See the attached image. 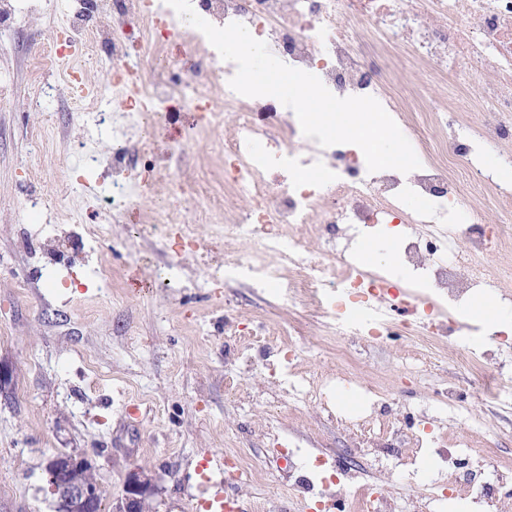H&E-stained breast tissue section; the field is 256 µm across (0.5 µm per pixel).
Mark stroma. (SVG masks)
I'll return each instance as SVG.
<instances>
[{"label": "stroma", "mask_w": 512, "mask_h": 512, "mask_svg": "<svg viewBox=\"0 0 512 512\" xmlns=\"http://www.w3.org/2000/svg\"><path fill=\"white\" fill-rule=\"evenodd\" d=\"M36 26L0 31V512H53L45 468L60 451L79 448L95 460L104 512L123 495L126 473L155 471L154 512H205L210 488L195 472L209 454L241 451L269 474L251 486L238 472L223 474L225 488L243 505L273 500L274 512H300L284 497L288 480L277 444L304 458L335 459L344 448L342 424L299 401L294 384L347 372L366 386L392 388L401 405L429 408L437 390L463 389L470 420H445L444 439L471 433L481 440L485 407L469 374L457 370V336L446 337L439 359L421 365L418 382L405 358L406 340L371 343L350 336L353 367L316 344L318 320L309 308L254 292L208 267L197 256L153 232L117 224L98 241L42 255L28 244L50 229H69L101 217L111 181L83 168L95 147H112L111 126H96L75 109L62 67L32 78L31 59L69 29L73 0H41ZM40 198L54 226L38 222L27 207ZM107 266L111 289L95 271ZM293 315L304 325L295 337L292 363L266 367L260 348L249 376L252 396L238 400L224 381L245 333ZM402 449L363 454L368 476L393 472L384 491L402 512L445 474L403 468Z\"/></svg>", "instance_id": "35a3bbf8"}]
</instances>
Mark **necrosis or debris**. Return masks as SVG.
<instances>
[{"label": "necrosis or debris", "instance_id": "1", "mask_svg": "<svg viewBox=\"0 0 512 512\" xmlns=\"http://www.w3.org/2000/svg\"><path fill=\"white\" fill-rule=\"evenodd\" d=\"M72 33L47 54V63L71 61L72 49L91 60L112 57V79L136 140L115 133L111 215L88 227L96 239L111 225L127 223L140 203V188L127 174L129 159H142L149 178L165 182L168 199L155 224L161 236L176 234L203 251L198 225H213L218 238L246 244L224 262V278L309 302L324 321L320 346L344 357L343 340L369 341L392 330L423 339L433 353L449 335L459 302L474 288L512 293V267L487 268L485 258L512 238V226L496 208L512 201V0H191L215 26H246L284 64L316 75L340 98L371 96L391 112L421 166L404 174L369 172L353 144L319 146L303 135L294 112L280 101L234 92L237 67L221 59L205 36L165 0H82ZM181 62L171 75V58ZM421 70L432 91L420 107L404 79ZM212 140L217 164L195 168L192 148L161 153L154 129L171 125L184 108ZM481 113L478 125L467 116ZM427 200L412 210L409 197ZM406 224L398 242L399 265L390 274L360 265L351 230L361 225ZM491 407L512 405V378L487 367L472 351L460 353ZM392 395L368 388L358 409L342 413L347 443L380 454L395 441L407 445L406 463L428 454L448 474L431 504L457 489V459L439 452L432 434L402 436L394 426ZM294 486L299 499L330 504L331 485L352 491L349 512H396L383 477L359 466L328 469Z\"/></svg>", "mask_w": 512, "mask_h": 512}]
</instances>
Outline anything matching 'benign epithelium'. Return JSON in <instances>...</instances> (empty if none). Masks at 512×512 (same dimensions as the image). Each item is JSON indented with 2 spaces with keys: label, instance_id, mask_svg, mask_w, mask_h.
Wrapping results in <instances>:
<instances>
[{
  "label": "benign epithelium",
  "instance_id": "benign-epithelium-1",
  "mask_svg": "<svg viewBox=\"0 0 512 512\" xmlns=\"http://www.w3.org/2000/svg\"><path fill=\"white\" fill-rule=\"evenodd\" d=\"M47 484L55 507L66 512H103L102 490L95 478V466L85 453L73 449L59 452L46 467ZM156 476L149 470L136 467L124 481V495L112 506V512H151L157 493Z\"/></svg>",
  "mask_w": 512,
  "mask_h": 512
}]
</instances>
